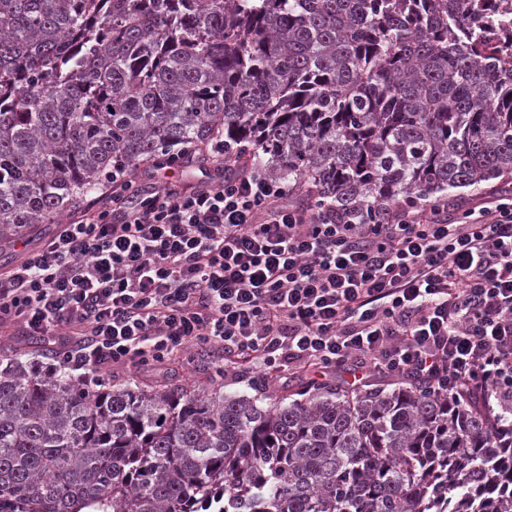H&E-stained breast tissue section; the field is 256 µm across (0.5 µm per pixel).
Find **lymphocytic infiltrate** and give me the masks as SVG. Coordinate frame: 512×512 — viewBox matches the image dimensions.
<instances>
[{
  "instance_id": "f902f5d3",
  "label": "lymphocytic infiltrate",
  "mask_w": 512,
  "mask_h": 512,
  "mask_svg": "<svg viewBox=\"0 0 512 512\" xmlns=\"http://www.w3.org/2000/svg\"><path fill=\"white\" fill-rule=\"evenodd\" d=\"M194 184L113 167L99 205L0 276V327L52 352L45 371H161L197 349L277 384L342 371L484 391L512 410V180L478 203L410 197L336 209L241 154Z\"/></svg>"
}]
</instances>
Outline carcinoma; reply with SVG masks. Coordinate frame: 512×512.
<instances>
[{"label": "carcinoma", "mask_w": 512, "mask_h": 512, "mask_svg": "<svg viewBox=\"0 0 512 512\" xmlns=\"http://www.w3.org/2000/svg\"><path fill=\"white\" fill-rule=\"evenodd\" d=\"M512 0H0V234L224 136L313 206L512 172ZM267 402L0 368V512H512V421L416 381Z\"/></svg>", "instance_id": "cac0c4a2"}]
</instances>
